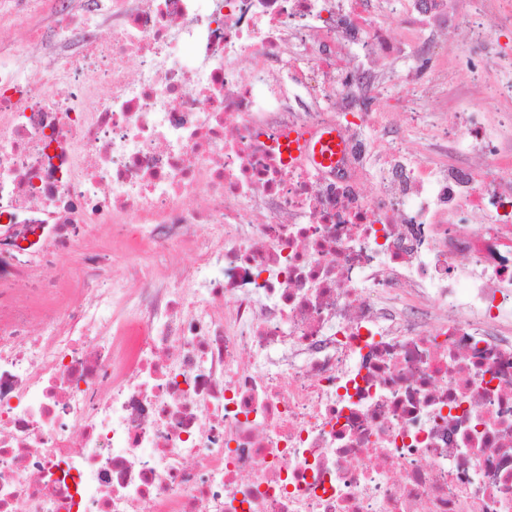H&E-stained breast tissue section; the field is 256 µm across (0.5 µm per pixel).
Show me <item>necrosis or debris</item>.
<instances>
[{
    "label": "necrosis or debris",
    "mask_w": 512,
    "mask_h": 512,
    "mask_svg": "<svg viewBox=\"0 0 512 512\" xmlns=\"http://www.w3.org/2000/svg\"><path fill=\"white\" fill-rule=\"evenodd\" d=\"M56 4L0 63V512H512V169L370 137L367 60L425 51L386 25L447 0ZM278 140L281 143L283 156L291 159L299 152L310 151L321 161L333 163L336 154L340 151L342 142L336 133V129H329L321 133L318 140L312 144L313 140L303 138L292 132L283 133Z\"/></svg>",
    "instance_id": "4bbe7bcc"
}]
</instances>
